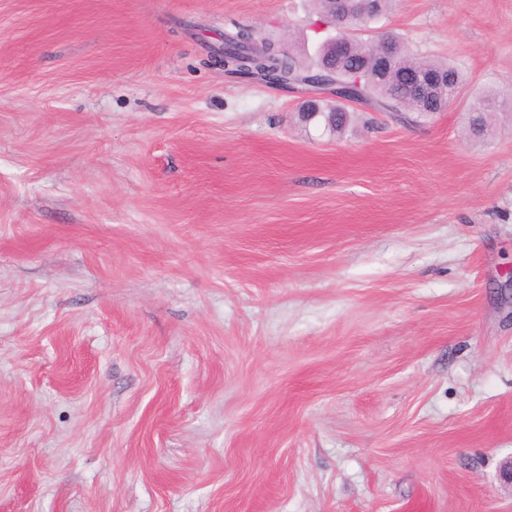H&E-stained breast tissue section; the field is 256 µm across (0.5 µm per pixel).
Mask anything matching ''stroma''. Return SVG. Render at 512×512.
Instances as JSON below:
<instances>
[{"instance_id":"stroma-1","label":"stroma","mask_w":512,"mask_h":512,"mask_svg":"<svg viewBox=\"0 0 512 512\" xmlns=\"http://www.w3.org/2000/svg\"><path fill=\"white\" fill-rule=\"evenodd\" d=\"M310 0H0V512H512V0H395L415 122L224 74ZM491 91L488 135L466 100ZM317 102L320 106L319 112L321 113L318 115L319 112H303L312 113V118L316 116L311 121H305L304 123L323 124V129L329 133L333 135L343 134L351 121L348 108L339 103L334 97L321 98Z\"/></svg>"}]
</instances>
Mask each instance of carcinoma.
Returning a JSON list of instances; mask_svg holds the SVG:
<instances>
[{
	"label": "carcinoma",
	"mask_w": 512,
	"mask_h": 512,
	"mask_svg": "<svg viewBox=\"0 0 512 512\" xmlns=\"http://www.w3.org/2000/svg\"><path fill=\"white\" fill-rule=\"evenodd\" d=\"M392 3L393 0H379L376 15L372 13L371 4L357 5L358 14L352 26L369 24L377 15L386 13ZM378 40L390 43L397 51L398 68L446 74L451 77L456 89H462L463 78L456 67L419 56L397 35H382ZM352 43V54L341 62L332 63L329 47L324 44L315 60L305 65L277 44L258 37L251 27L236 24L234 31L224 33V60L230 65L227 73L251 82L265 80L282 88L301 86L311 91H329L330 96L318 100L320 114L312 119V123L323 126L333 135L343 134L351 121L348 108L338 102L340 97H353L356 102L378 111L411 113L417 119L435 111L426 101L409 91L396 75L391 74L384 80L376 77L375 59L371 53L373 41L354 39ZM333 64L336 65V77L327 80L325 70ZM353 67L364 69V77L358 84L346 75V70ZM469 111L473 112L469 134L474 137L486 135L488 114L494 111L493 100L487 94L478 95L471 102Z\"/></svg>",
	"instance_id": "carcinoma-1"
}]
</instances>
